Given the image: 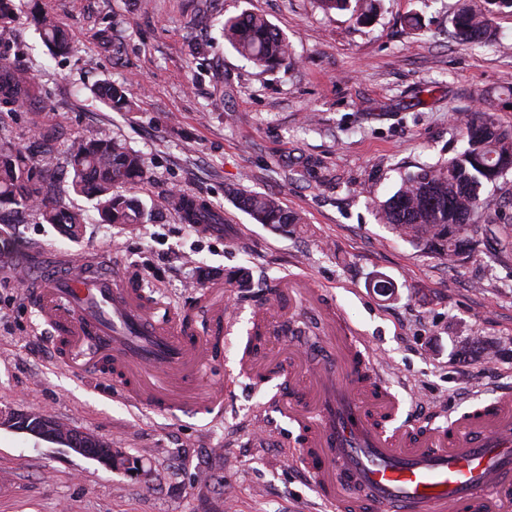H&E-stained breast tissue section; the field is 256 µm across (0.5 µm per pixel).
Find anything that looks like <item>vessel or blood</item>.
<instances>
[{
	"label": "vessel or blood",
	"instance_id": "obj_1",
	"mask_svg": "<svg viewBox=\"0 0 512 512\" xmlns=\"http://www.w3.org/2000/svg\"><path fill=\"white\" fill-rule=\"evenodd\" d=\"M24 294L48 326L57 363L110 382L129 402L156 412L221 410L223 396L197 393L198 375L222 358L215 339L231 331L222 300L208 305L211 328L147 289L131 269L105 272L97 258L25 280ZM254 313L253 331L288 339L304 306L323 312L337 334L313 366L296 354L250 351L242 374L278 379L281 412L298 428V466L336 512H512V391L478 403L448 427L394 426L398 403L364 341L302 277L276 282Z\"/></svg>",
	"mask_w": 512,
	"mask_h": 512
}]
</instances>
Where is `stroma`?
<instances>
[{
	"mask_svg": "<svg viewBox=\"0 0 512 512\" xmlns=\"http://www.w3.org/2000/svg\"><path fill=\"white\" fill-rule=\"evenodd\" d=\"M0 59L33 74L43 103L0 112V138L41 166H64L72 141L109 132L139 153L145 204L173 191L204 198L224 215L222 237L170 212L145 224H107L86 196L73 240L28 212L0 210V411L45 412L140 459L115 473L68 448L0 427V512H329L296 463V427L271 404L278 381L238 376L252 313L269 282L309 277L373 351L399 402L397 423L445 427L477 401L512 390V250L479 246L446 265L415 250L378 218L418 167L461 151L457 116L485 110L512 125V11L493 17L500 43L457 40L458 0H379L371 22L355 9L323 12L317 0H16ZM50 12L71 50L55 55L29 13ZM250 11L287 35L289 68L266 71L220 36L224 18ZM119 36L120 59L108 38ZM104 79L133 103L115 112L92 93ZM247 189L278 197L305 221L276 230L236 208ZM87 253L131 266L208 326L204 277L248 268L255 295L228 288L236 324L224 359L200 385L227 387L223 417L133 406L112 385L50 360L17 267ZM387 281L390 293L377 291ZM494 347L485 362L467 337Z\"/></svg>",
	"mask_w": 512,
	"mask_h": 512,
	"instance_id": "stroma-1",
	"label": "stroma"
}]
</instances>
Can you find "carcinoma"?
<instances>
[{
  "label": "carcinoma",
  "mask_w": 512,
  "mask_h": 512,
  "mask_svg": "<svg viewBox=\"0 0 512 512\" xmlns=\"http://www.w3.org/2000/svg\"><path fill=\"white\" fill-rule=\"evenodd\" d=\"M512 9V0H459L452 19L455 36L466 43L492 46L497 41L492 26L494 9ZM14 11L13 0H0V41L8 40L7 26ZM44 41L56 52L69 44L59 24L47 14L35 16ZM224 42L241 56L265 68L292 63L288 39L264 16L243 12L221 24ZM97 97L115 112H127L131 102L123 86L110 80L101 83ZM41 99V89L27 70L0 61V105L11 107ZM466 147L448 161L408 175L397 191L377 204L379 220L390 225L414 248L434 255L446 264L466 259L484 237L512 247V224L501 216L483 190L512 171V127L498 123L489 112H474L462 118ZM66 171L73 190L96 200V208L109 224H144L156 210L174 212L184 224L224 223V216L194 196L173 193L158 205L146 207L140 200L115 191L144 178V161L108 134L76 140ZM53 175L9 143H0V206L14 205L37 216L41 223L65 229L73 238L85 223L80 210L59 204ZM233 202L258 224L273 227L301 224L303 218L285 209L274 195L237 190Z\"/></svg>",
  "instance_id": "cac0c4a2"
}]
</instances>
